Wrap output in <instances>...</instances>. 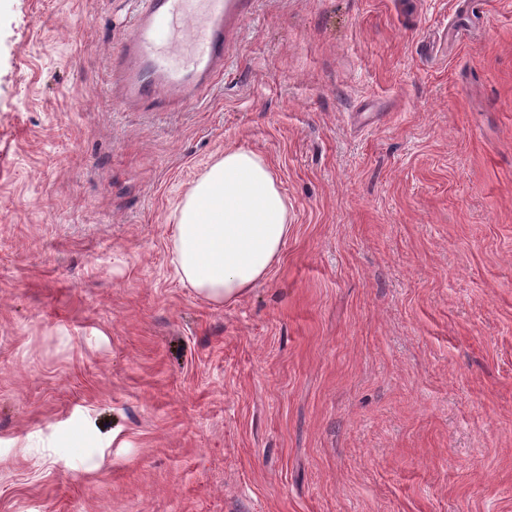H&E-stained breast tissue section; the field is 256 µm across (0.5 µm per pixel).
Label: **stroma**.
<instances>
[{"label":"stroma","instance_id":"stroma-1","mask_svg":"<svg viewBox=\"0 0 512 512\" xmlns=\"http://www.w3.org/2000/svg\"><path fill=\"white\" fill-rule=\"evenodd\" d=\"M132 0H0V512H512V0H256L189 109L120 106ZM290 205L208 302L181 197ZM176 269L214 303H235L279 262L288 240V199L265 158L228 148L178 205Z\"/></svg>","mask_w":512,"mask_h":512}]
</instances>
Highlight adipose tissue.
<instances>
[{
    "label": "adipose tissue",
    "instance_id": "ef3b65f1",
    "mask_svg": "<svg viewBox=\"0 0 512 512\" xmlns=\"http://www.w3.org/2000/svg\"><path fill=\"white\" fill-rule=\"evenodd\" d=\"M176 269L198 295L230 304L266 278L288 240V199L265 158L228 148L178 205Z\"/></svg>",
    "mask_w": 512,
    "mask_h": 512
}]
</instances>
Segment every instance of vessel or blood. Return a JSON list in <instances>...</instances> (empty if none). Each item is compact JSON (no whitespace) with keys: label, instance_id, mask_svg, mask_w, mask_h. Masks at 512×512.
I'll return each mask as SVG.
<instances>
[{"label":"vessel or blood","instance_id":"obj_1","mask_svg":"<svg viewBox=\"0 0 512 512\" xmlns=\"http://www.w3.org/2000/svg\"><path fill=\"white\" fill-rule=\"evenodd\" d=\"M255 0H139L112 68L123 99L168 110L189 107L224 75L233 39Z\"/></svg>","mask_w":512,"mask_h":512}]
</instances>
